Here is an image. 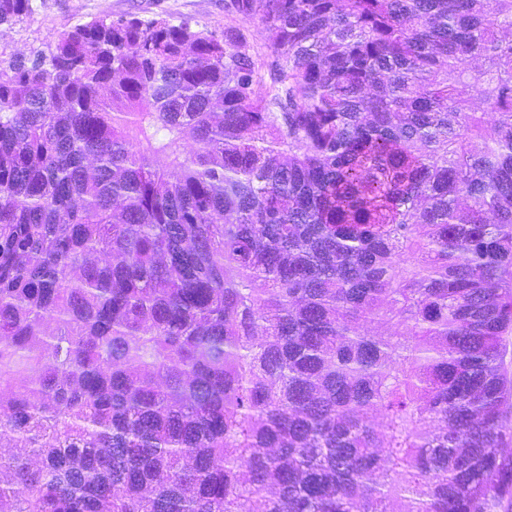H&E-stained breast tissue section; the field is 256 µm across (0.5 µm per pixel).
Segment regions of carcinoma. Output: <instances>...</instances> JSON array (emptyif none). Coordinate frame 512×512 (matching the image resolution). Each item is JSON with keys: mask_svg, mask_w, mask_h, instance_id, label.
Segmentation results:
<instances>
[{"mask_svg": "<svg viewBox=\"0 0 512 512\" xmlns=\"http://www.w3.org/2000/svg\"><path fill=\"white\" fill-rule=\"evenodd\" d=\"M227 8L0 45V512H512V0Z\"/></svg>", "mask_w": 512, "mask_h": 512, "instance_id": "cac0c4a2", "label": "carcinoma"}]
</instances>
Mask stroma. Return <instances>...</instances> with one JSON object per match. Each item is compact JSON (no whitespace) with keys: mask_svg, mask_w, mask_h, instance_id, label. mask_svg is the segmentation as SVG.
Segmentation results:
<instances>
[{"mask_svg":"<svg viewBox=\"0 0 512 512\" xmlns=\"http://www.w3.org/2000/svg\"><path fill=\"white\" fill-rule=\"evenodd\" d=\"M225 0H31L21 22L0 31V43L20 52L45 45L74 26L102 17L133 15L149 20L163 15L174 23L223 30L235 26L251 33L259 64H266L274 34L258 20L228 12Z\"/></svg>","mask_w":512,"mask_h":512,"instance_id":"35a3bbf8","label":"stroma"}]
</instances>
